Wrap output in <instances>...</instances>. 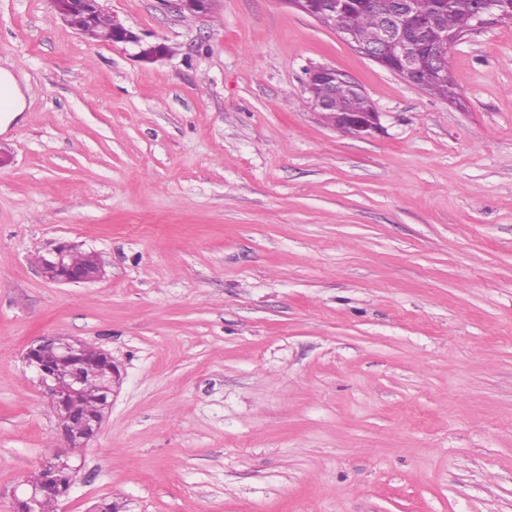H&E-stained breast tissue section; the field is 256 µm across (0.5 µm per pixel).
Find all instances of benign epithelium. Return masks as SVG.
Wrapping results in <instances>:
<instances>
[{
  "mask_svg": "<svg viewBox=\"0 0 512 512\" xmlns=\"http://www.w3.org/2000/svg\"><path fill=\"white\" fill-rule=\"evenodd\" d=\"M288 5L297 11L323 23L326 16L335 14L351 5V0H328L321 10L311 9L307 0H286ZM55 10L67 24H72L74 13L86 12L97 6V0H53ZM360 6L376 9L378 16L377 36L368 42L348 38L354 42L357 49L366 57L373 60L389 72L396 75L405 84L419 88L421 84L414 73L413 58L419 51V44L409 38L405 32L406 20L410 11V0H397L395 5L383 6L379 0H362ZM512 12L504 11L496 0H482V6L471 25L451 40H446L435 54L436 64L441 69L448 68V53L462 40L466 33L491 23H511ZM108 44L130 45L136 49L135 56L143 61H155L165 56L160 43H147L120 21L113 22L112 30L104 36ZM306 87L320 83L324 87L322 99L312 103L314 111L331 117L330 124L338 130L355 135H370L381 128V113L377 111L372 101H367L364 112L336 111V87L345 85L357 94L365 95L364 90L356 83L346 78L345 74L328 65H316L307 69ZM70 254V246L59 244L49 250L41 258L44 276L53 282L87 283L99 279L103 275L102 265L95 263L90 271L70 269L66 259ZM48 351L55 357L74 362L75 370L66 379L58 377L51 364L42 352ZM81 340L69 338L60 340L58 336H40L33 340L24 354L26 365L36 374L38 385L50 400L63 405L79 392L84 384L85 364L80 357ZM102 425L98 418L89 419L82 432L67 437V440L88 442L96 436ZM52 490L48 483L39 486L33 484L10 491V497L16 512H40L42 497Z\"/></svg>",
  "mask_w": 512,
  "mask_h": 512,
  "instance_id": "obj_1",
  "label": "benign epithelium"
}]
</instances>
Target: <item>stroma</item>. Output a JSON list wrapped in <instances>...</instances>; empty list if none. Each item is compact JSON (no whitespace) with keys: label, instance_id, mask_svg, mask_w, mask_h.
I'll return each instance as SVG.
<instances>
[{"label":"stroma","instance_id":"1","mask_svg":"<svg viewBox=\"0 0 512 512\" xmlns=\"http://www.w3.org/2000/svg\"><path fill=\"white\" fill-rule=\"evenodd\" d=\"M102 4L174 54L0 0V512L64 445L44 335L121 372L57 512H512V24L449 53L452 102L283 0ZM315 64L379 131L308 107ZM60 243L103 276L48 281ZM306 90L314 83H320L324 87L322 99L313 101L312 108L322 116H331L330 124L338 130L355 135H370L381 128V114L377 111L373 102L365 94L364 90L355 82L346 78L345 74L328 65H316L309 67L306 72ZM345 85L357 94L367 99L366 112H337L348 106L362 109L364 101L353 94L347 87H341L336 95V87ZM28 93L29 88H22L11 70L0 67V133L26 111Z\"/></svg>","mask_w":512,"mask_h":512}]
</instances>
